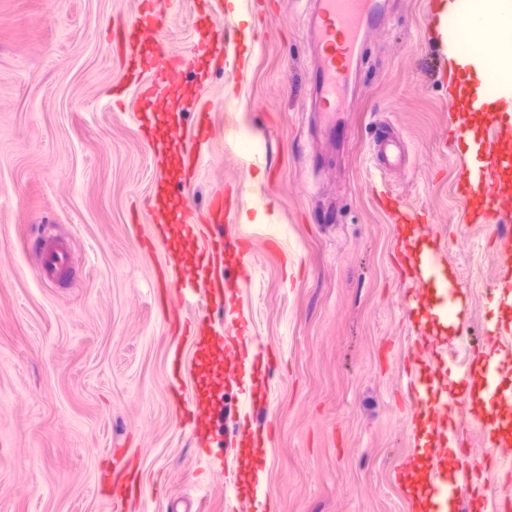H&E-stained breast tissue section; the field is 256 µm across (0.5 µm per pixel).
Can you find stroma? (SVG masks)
<instances>
[{"label": "stroma", "instance_id": "obj_1", "mask_svg": "<svg viewBox=\"0 0 512 512\" xmlns=\"http://www.w3.org/2000/svg\"><path fill=\"white\" fill-rule=\"evenodd\" d=\"M436 4L385 0L338 115L348 136L329 139L309 130L306 0H158L166 56L220 37L239 63L187 75L175 94L186 134L199 106H219L201 172L186 182L157 168L152 115L113 47L143 0H0V512H113L114 468L127 462L146 491L125 512H224L244 495L235 441L248 390L226 378L223 351L171 332L154 296L168 243L139 248L162 180L173 209L237 193L231 223L195 232L243 236L253 273L231 310L210 308L203 331L239 316L278 357L254 414L273 427L255 465L269 512H418L395 476L422 453L407 391L412 336L446 338L464 365L489 351L490 326L512 329L495 249L512 214L465 218ZM385 123L406 148L386 170L372 148ZM379 190L435 224L464 287L462 327L409 308L394 260L409 226L377 204ZM52 238L70 246L56 280L41 275ZM174 350L186 365L177 382ZM180 393L205 402L200 428L181 424ZM475 415L461 410L492 499L505 477L482 466L497 439Z\"/></svg>", "mask_w": 512, "mask_h": 512}]
</instances>
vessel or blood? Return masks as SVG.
I'll use <instances>...</instances> for the list:
<instances>
[{
    "instance_id": "1",
    "label": "vessel or blood",
    "mask_w": 512,
    "mask_h": 512,
    "mask_svg": "<svg viewBox=\"0 0 512 512\" xmlns=\"http://www.w3.org/2000/svg\"><path fill=\"white\" fill-rule=\"evenodd\" d=\"M162 14L155 7V0H145L142 15L133 23L121 26L118 53L123 58L131 80H138L142 72L152 74L150 83L142 90L143 98L154 111H171L168 91L184 82L192 69V59L172 57L164 64H155L144 55L148 40L156 38ZM383 19L379 0H308L306 14L307 36L314 63L309 69L308 83L313 108L324 117L327 135L336 133V114L341 109L340 92L352 77L353 67L361 58L363 47L361 31L364 26L379 24ZM212 105L200 107L193 131V143L183 146L181 158L187 176L200 171V154L197 150L210 137ZM481 154L489 166L477 171H463L460 182L477 189L480 207L470 212L471 221L485 220L497 213L512 209V195L501 186V170L505 161L504 141L499 133L484 135L479 142ZM374 153L380 165L392 166L404 159L401 142L388 131L381 132L374 141ZM232 191L214 195L207 208L210 221L219 222L236 207ZM179 222L187 231L180 252L168 258L169 267L179 268L196 291L209 302L220 305L231 303L225 284V255H233L239 279H247L252 269L250 250L239 238H216L208 246H200L192 229L199 222V213L192 206H183ZM69 258L65 245L57 243L43 252V272L53 275L62 271ZM407 271L411 286L407 291L411 307L430 314H437L441 307L458 312L462 309V284L449 278L448 266L438 251H431L408 258ZM499 356L497 363L466 366L462 372L448 367V345L433 337L416 335L412 338L410 362L412 366H426L432 378L430 393H422L418 376L410 378V399L420 406L428 425L436 434V442L429 450L427 466H418L414 457L405 458L400 472H415L420 483L435 497L437 512H443L449 503L458 502L469 495L474 482V468L470 451L460 445L462 427L456 415L460 399L451 390L460 381L477 387L493 403L502 402L496 378L502 367L512 363V332L494 331L488 337ZM275 357L256 343L248 334L246 324L233 322L224 329V362L229 380L251 378L254 388L250 404H257L261 385L267 369Z\"/></svg>"
}]
</instances>
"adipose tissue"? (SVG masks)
I'll list each match as a JSON object with an SVG mask.
<instances>
[{
  "label": "adipose tissue",
  "instance_id": "obj_1",
  "mask_svg": "<svg viewBox=\"0 0 512 512\" xmlns=\"http://www.w3.org/2000/svg\"><path fill=\"white\" fill-rule=\"evenodd\" d=\"M437 17L443 39L452 45L448 67L455 78L449 95L488 104L504 124H512V59L498 51L501 41L512 38V0H440ZM461 19L472 46L468 52L454 48Z\"/></svg>",
  "mask_w": 512,
  "mask_h": 512
}]
</instances>
